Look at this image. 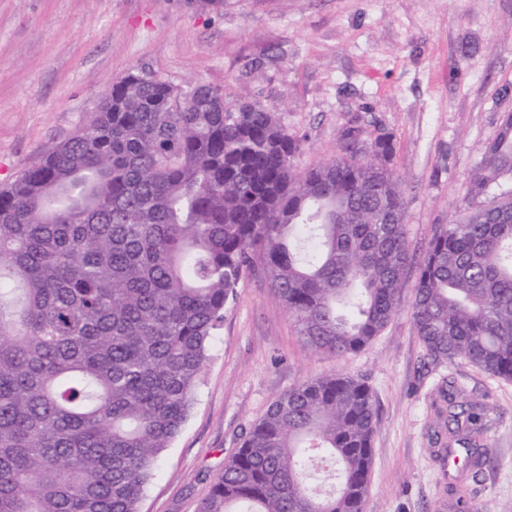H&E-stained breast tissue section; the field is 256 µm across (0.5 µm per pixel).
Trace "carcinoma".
I'll return each instance as SVG.
<instances>
[{"mask_svg": "<svg viewBox=\"0 0 512 512\" xmlns=\"http://www.w3.org/2000/svg\"><path fill=\"white\" fill-rule=\"evenodd\" d=\"M303 140L259 102L143 70L0 189V512H139L185 423L246 278L274 290L316 352L368 346L401 307L436 364L512 381V113L468 208L419 262L393 136L342 129L336 159L297 172ZM461 474L486 461L485 406L453 380ZM378 408L335 372L280 394L197 512H364ZM331 468L319 489L315 469Z\"/></svg>", "mask_w": 512, "mask_h": 512, "instance_id": "1", "label": "carcinoma"}]
</instances>
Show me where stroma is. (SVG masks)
<instances>
[{"instance_id": "stroma-1", "label": "stroma", "mask_w": 512, "mask_h": 512, "mask_svg": "<svg viewBox=\"0 0 512 512\" xmlns=\"http://www.w3.org/2000/svg\"><path fill=\"white\" fill-rule=\"evenodd\" d=\"M132 68L280 112L304 139L299 171L334 159L349 122L393 133L419 254L467 206L512 113V0H225L219 16L192 0H0V186L81 128ZM416 279L408 270L399 312L344 358L312 350L279 297L245 280L140 512H196L275 397L338 371L363 378L378 407L365 512H455L433 442L445 377L487 406L490 461L467 483L471 503L512 512V381L462 359L430 362L411 319Z\"/></svg>"}]
</instances>
